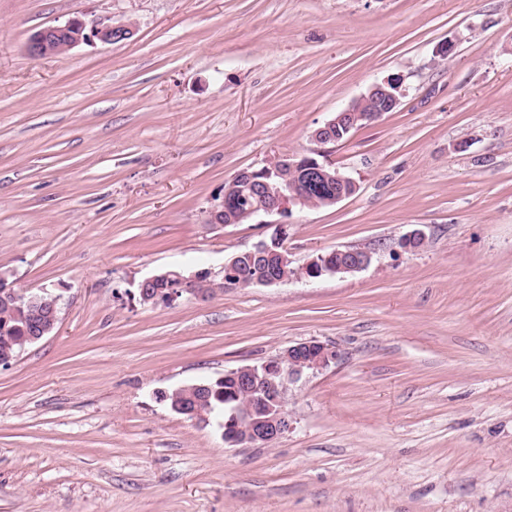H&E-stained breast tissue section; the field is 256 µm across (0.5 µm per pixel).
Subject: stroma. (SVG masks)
Returning a JSON list of instances; mask_svg holds the SVG:
<instances>
[{
  "label": "stroma",
  "instance_id": "35a3bbf8",
  "mask_svg": "<svg viewBox=\"0 0 512 512\" xmlns=\"http://www.w3.org/2000/svg\"><path fill=\"white\" fill-rule=\"evenodd\" d=\"M75 16L135 34L26 53ZM389 77L325 157L358 191L283 228L296 265L368 268L139 303L274 235L207 211ZM0 271L61 297L0 367V512H512V0H0ZM310 339L338 358L272 444L156 397ZM44 300L52 301L53 296L48 293H45ZM44 300L39 293L31 294L29 298V305L33 309L36 308L35 316L38 317V331L36 333L37 336L31 337V342L33 343L38 342L45 336L50 335L54 330L58 328V325L60 323L61 297H55L54 301L49 305H46V302ZM41 306L43 307L44 310H40Z\"/></svg>",
  "mask_w": 512,
  "mask_h": 512
}]
</instances>
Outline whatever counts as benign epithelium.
I'll return each mask as SVG.
<instances>
[{
  "mask_svg": "<svg viewBox=\"0 0 512 512\" xmlns=\"http://www.w3.org/2000/svg\"><path fill=\"white\" fill-rule=\"evenodd\" d=\"M66 32L70 36L65 49L71 51L82 44L96 40L104 44L126 41L134 36L133 27L124 22L104 24L94 22L87 24L79 18H70L64 22L45 26L33 32L26 43V50L32 57H42L52 53L53 36ZM402 95L400 79L391 77L376 83L359 99L347 108L336 113L311 134L315 147L302 157L293 154L278 155L275 165L261 171L242 170L237 174L238 179L248 186H255L264 194L262 200L252 206L246 215L258 219V223H266V218L291 212V206L303 201L298 192V186L306 189L315 188L321 184L327 186L324 203L333 206L352 196L349 189H357V183L340 170L335 174L327 171V164L319 157L326 152V146L337 143L340 138L357 128L361 120L374 122L381 118L384 112L396 109ZM375 103L373 111L365 110V105ZM296 174L297 182L285 180L279 184L258 180L255 175L263 173L270 177L275 173L284 172ZM284 247L283 236L277 234L273 244L260 240L244 252L231 257L224 262L222 273L224 277L235 275V270L244 257L261 256L271 251V247ZM373 253L364 250L355 260L336 266H327V258L319 254L304 264L296 276L298 280L312 281L327 273L335 276L339 273L357 272L369 267ZM210 272L206 276L200 272L187 275L179 268H168L165 271L146 277L138 282L137 292L143 305L157 306L171 304L179 296L174 287L186 288L189 295L205 299L220 292L213 284ZM164 282L170 285L168 291L152 289L151 285ZM61 297H55L51 304H46L42 296L34 293L29 298V305L35 309L38 317L37 335L31 337L35 343L50 335L60 323ZM338 354L334 348L318 340L311 339L289 346L282 356L264 361L260 364L249 365L229 370L224 373V382L229 387L224 389V403L230 404L228 418L224 421V442L238 445L243 443L267 445L292 428L288 412L284 406L285 394L289 385L298 381L303 375L318 372L335 362ZM247 390L252 394V403L238 404L236 396L239 391Z\"/></svg>",
  "mask_w": 512,
  "mask_h": 512,
  "instance_id": "obj_1",
  "label": "benign epithelium"
}]
</instances>
